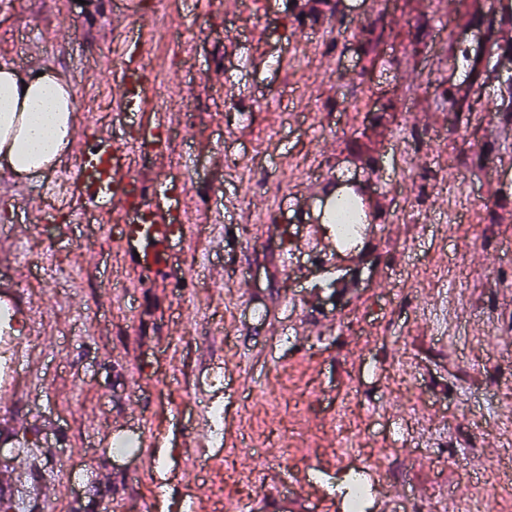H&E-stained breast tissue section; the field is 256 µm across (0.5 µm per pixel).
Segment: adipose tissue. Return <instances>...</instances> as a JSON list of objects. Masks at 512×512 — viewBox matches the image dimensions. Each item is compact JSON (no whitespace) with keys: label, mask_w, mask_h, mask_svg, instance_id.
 <instances>
[{"label":"adipose tissue","mask_w":512,"mask_h":512,"mask_svg":"<svg viewBox=\"0 0 512 512\" xmlns=\"http://www.w3.org/2000/svg\"><path fill=\"white\" fill-rule=\"evenodd\" d=\"M73 98L55 75L15 69L0 71V128L22 120L23 132L0 141V156L17 173L31 174L68 141Z\"/></svg>","instance_id":"adipose-tissue-1"}]
</instances>
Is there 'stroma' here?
Listing matches in <instances>:
<instances>
[{"instance_id": "stroma-1", "label": "stroma", "mask_w": 512, "mask_h": 512, "mask_svg": "<svg viewBox=\"0 0 512 512\" xmlns=\"http://www.w3.org/2000/svg\"><path fill=\"white\" fill-rule=\"evenodd\" d=\"M302 2L249 0L228 13L195 0L158 11L152 0L0 9V65L51 72L101 104L76 112L77 127H111L113 56L148 19L156 35L145 61L175 116L170 174L195 226L173 255L188 276L180 287L129 268L111 216L67 223L51 169L21 176L0 165V226L30 201L55 210L23 243L21 290L37 323L18 333L43 374L25 381L24 399L0 400L25 423L32 455L13 464L23 485L51 484L50 499L28 498L23 512H144L149 502L182 512L191 493L199 512H234L280 471L306 476L310 512H348L354 479L367 490L364 512H393L398 480L423 495L406 512L489 492L498 512H512V222L460 221L446 236L429 193L455 161L470 189L459 208L484 213L478 192L492 170L494 198L512 201V124L495 112L512 59L480 21L494 0H454L447 11L438 0H341L301 24ZM452 12L471 25L451 37ZM378 21L387 37L371 60L364 42ZM452 44L477 49L490 75L467 127L450 120V88L472 80L452 65ZM327 79L332 101L322 98ZM389 104L398 121L382 140L387 227H369L344 269L335 236L315 240L297 215L317 206L311 184L362 178L351 144ZM409 108L427 123L406 118ZM476 251L481 261L462 272V321L440 335L425 311L448 296L449 261ZM211 260L223 263V283L201 274ZM267 311L282 335L266 334ZM301 325L309 335H297ZM214 398L224 422L212 426ZM112 423L138 452L105 448ZM200 429L209 438L183 448Z\"/></svg>"}]
</instances>
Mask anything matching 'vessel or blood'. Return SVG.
<instances>
[{
	"mask_svg": "<svg viewBox=\"0 0 512 512\" xmlns=\"http://www.w3.org/2000/svg\"><path fill=\"white\" fill-rule=\"evenodd\" d=\"M150 38L141 35L135 41L136 54H120L118 75L112 84L113 131L84 134L78 146L75 164L62 174L68 196L77 197L71 207V221L83 223L88 213L111 215L121 227L116 240L126 253L135 254V263L148 267L179 282L184 274L170 262L173 244H187L194 235V226L185 217L184 187L167 175L169 147L162 133L166 120L159 119L139 125L137 137L124 139L122 131L131 113L142 111L146 101L145 74L141 61L147 54ZM146 159L154 175L143 180L131 174L132 156ZM154 197L157 205L135 208L137 200ZM34 215L32 224L41 223ZM32 224H12L0 229V254L16 256L15 274L26 271L19 260L20 245L30 233ZM31 304L11 285L0 286V392L16 395L21 377L39 378L41 367L32 349L17 336L20 323L31 322ZM285 474H278L267 495L242 503L238 512H305L303 498L288 494Z\"/></svg>",
	"mask_w": 512,
	"mask_h": 512,
	"instance_id": "vessel-or-blood-1",
	"label": "vessel or blood"
}]
</instances>
